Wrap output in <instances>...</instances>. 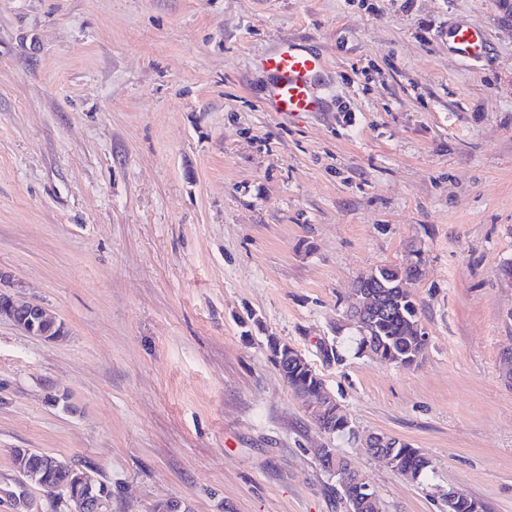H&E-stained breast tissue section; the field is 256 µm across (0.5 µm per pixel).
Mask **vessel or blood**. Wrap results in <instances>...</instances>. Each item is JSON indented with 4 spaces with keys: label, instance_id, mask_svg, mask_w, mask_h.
Returning <instances> with one entry per match:
<instances>
[{
    "label": "vessel or blood",
    "instance_id": "b4317fda",
    "mask_svg": "<svg viewBox=\"0 0 512 512\" xmlns=\"http://www.w3.org/2000/svg\"><path fill=\"white\" fill-rule=\"evenodd\" d=\"M450 49L462 60L481 59L489 51L483 34L465 21L448 29ZM259 65L269 75L267 105L283 114L319 112L324 106L323 77L326 63L322 55L298 40H288L263 56Z\"/></svg>",
    "mask_w": 512,
    "mask_h": 512
}]
</instances>
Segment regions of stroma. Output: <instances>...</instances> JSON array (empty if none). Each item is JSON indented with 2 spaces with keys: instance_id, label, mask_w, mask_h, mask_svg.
I'll return each instance as SVG.
<instances>
[{
  "instance_id": "obj_1",
  "label": "stroma",
  "mask_w": 512,
  "mask_h": 512,
  "mask_svg": "<svg viewBox=\"0 0 512 512\" xmlns=\"http://www.w3.org/2000/svg\"><path fill=\"white\" fill-rule=\"evenodd\" d=\"M289 39L328 111L267 110L257 60ZM410 260L424 360L356 354V280ZM0 271L66 330L0 320V512L17 448L90 471L108 512H348L322 448L381 512L452 486L512 512V0H0ZM272 338L355 437L318 429ZM450 49L466 62L481 59L489 51L483 34L465 21H459L448 28ZM275 364L281 371L285 381L292 392L301 399L314 395L325 389V383L320 374L313 368L308 360L297 351L290 349L287 344H281L276 339L268 341ZM327 401H334L332 407L324 400L319 409H309V414L320 431L328 435L355 436L343 407L327 390L322 393ZM383 438L386 440V447L382 448L383 452L386 454H392L395 458L391 455H380L378 462L382 463L398 475H405L401 470L400 463L408 472H410L408 475L413 479H419L425 475L431 466V462L428 458L419 454L417 448H413L410 443L400 440L394 436L383 435ZM397 458L400 459V463Z\"/></svg>"
}]
</instances>
